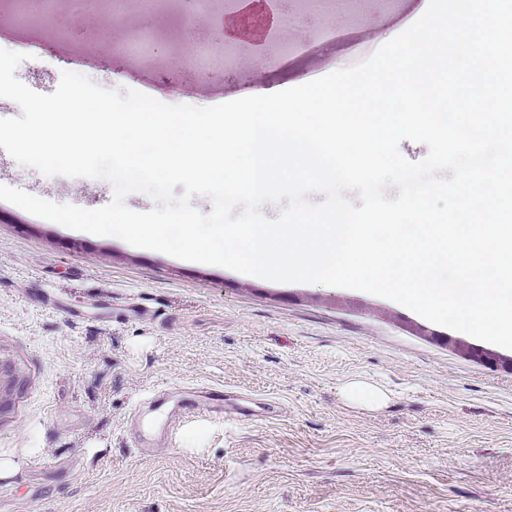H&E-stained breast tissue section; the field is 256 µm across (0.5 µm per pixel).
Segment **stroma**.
Here are the masks:
<instances>
[{
	"label": "stroma",
	"instance_id": "obj_1",
	"mask_svg": "<svg viewBox=\"0 0 512 512\" xmlns=\"http://www.w3.org/2000/svg\"><path fill=\"white\" fill-rule=\"evenodd\" d=\"M423 4L289 11L279 30L296 51L241 48L231 68L215 6L191 26L113 11L107 46L95 14L56 0L55 18L76 26L68 40L12 12L0 38L42 94L69 71L213 106L353 66ZM194 40L207 65L178 62ZM0 184L89 210L113 198L106 180L47 177L5 152ZM468 339L371 294L183 261L0 201V346L28 377L0 418V512H512V369L464 357L453 343ZM351 380L382 386L386 404L346 402ZM192 392L246 403L167 431Z\"/></svg>",
	"mask_w": 512,
	"mask_h": 512
}]
</instances>
